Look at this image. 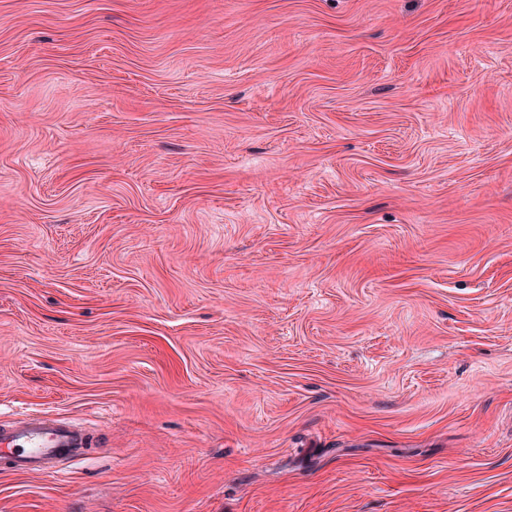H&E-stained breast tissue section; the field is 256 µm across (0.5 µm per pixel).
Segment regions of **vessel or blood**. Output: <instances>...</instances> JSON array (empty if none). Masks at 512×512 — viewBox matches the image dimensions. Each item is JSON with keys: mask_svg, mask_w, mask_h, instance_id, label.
<instances>
[{"mask_svg": "<svg viewBox=\"0 0 512 512\" xmlns=\"http://www.w3.org/2000/svg\"><path fill=\"white\" fill-rule=\"evenodd\" d=\"M80 433L58 420L27 422L0 430V458L10 459L16 470L37 471L45 461L78 454Z\"/></svg>", "mask_w": 512, "mask_h": 512, "instance_id": "1", "label": "vessel or blood"}]
</instances>
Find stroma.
Here are the masks:
<instances>
[{
  "label": "stroma",
  "mask_w": 512,
  "mask_h": 512,
  "mask_svg": "<svg viewBox=\"0 0 512 512\" xmlns=\"http://www.w3.org/2000/svg\"><path fill=\"white\" fill-rule=\"evenodd\" d=\"M0 512H512V0H0ZM0 459L9 458L18 471H38L45 461L76 455L83 448L80 433L58 420L27 422L0 430Z\"/></svg>",
  "instance_id": "obj_1"
}]
</instances>
